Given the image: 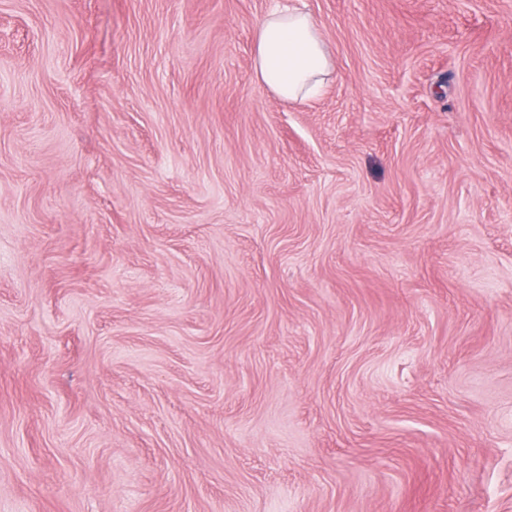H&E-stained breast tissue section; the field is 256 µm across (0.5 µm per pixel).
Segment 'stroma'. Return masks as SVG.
<instances>
[{
  "mask_svg": "<svg viewBox=\"0 0 512 512\" xmlns=\"http://www.w3.org/2000/svg\"><path fill=\"white\" fill-rule=\"evenodd\" d=\"M0 0V512H512V0ZM254 45L258 79L282 99L316 95L332 73V55L321 28L301 9L267 14L256 26Z\"/></svg>",
  "mask_w": 512,
  "mask_h": 512,
  "instance_id": "obj_1",
  "label": "stroma"
}]
</instances>
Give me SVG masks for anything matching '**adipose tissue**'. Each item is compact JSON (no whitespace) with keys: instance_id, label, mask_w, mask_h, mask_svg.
I'll return each mask as SVG.
<instances>
[{"instance_id":"obj_1","label":"adipose tissue","mask_w":512,"mask_h":512,"mask_svg":"<svg viewBox=\"0 0 512 512\" xmlns=\"http://www.w3.org/2000/svg\"><path fill=\"white\" fill-rule=\"evenodd\" d=\"M258 79L280 98L316 95L333 70L331 52L314 18L298 8L267 14L255 29Z\"/></svg>"}]
</instances>
